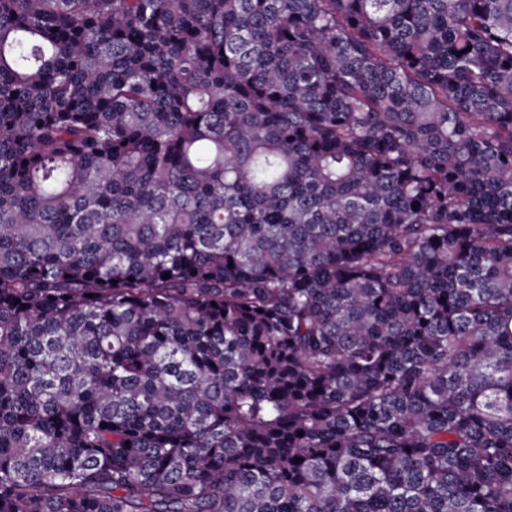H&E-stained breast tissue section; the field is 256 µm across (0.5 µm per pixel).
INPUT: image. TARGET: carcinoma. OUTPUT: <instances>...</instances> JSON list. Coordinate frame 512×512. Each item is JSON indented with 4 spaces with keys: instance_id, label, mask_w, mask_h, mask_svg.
Masks as SVG:
<instances>
[{
    "instance_id": "obj_1",
    "label": "carcinoma",
    "mask_w": 512,
    "mask_h": 512,
    "mask_svg": "<svg viewBox=\"0 0 512 512\" xmlns=\"http://www.w3.org/2000/svg\"><path fill=\"white\" fill-rule=\"evenodd\" d=\"M0 512H512V0H0Z\"/></svg>"
}]
</instances>
